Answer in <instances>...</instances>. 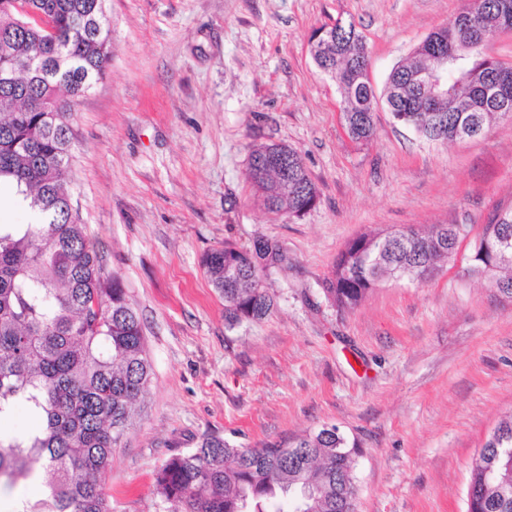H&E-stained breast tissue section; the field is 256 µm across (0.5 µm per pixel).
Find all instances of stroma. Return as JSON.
<instances>
[{"label": "stroma", "instance_id": "stroma-1", "mask_svg": "<svg viewBox=\"0 0 512 512\" xmlns=\"http://www.w3.org/2000/svg\"><path fill=\"white\" fill-rule=\"evenodd\" d=\"M467 0H107L108 73L72 119L69 185L107 272L143 323L154 375L103 478L112 512H167L155 477L205 434L251 448L326 424L357 441V512H466L469 465L512 413V302L466 275L470 245L432 279L385 280L338 310L323 281L363 233L481 226L512 201V120L435 145L385 102L351 142L309 41L354 22L375 90ZM302 155L306 215L262 209L253 147ZM259 235L286 244L276 306L228 325L201 264Z\"/></svg>", "mask_w": 512, "mask_h": 512}]
</instances>
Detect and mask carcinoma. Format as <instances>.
Here are the masks:
<instances>
[{"label": "carcinoma", "instance_id": "1", "mask_svg": "<svg viewBox=\"0 0 512 512\" xmlns=\"http://www.w3.org/2000/svg\"><path fill=\"white\" fill-rule=\"evenodd\" d=\"M0 0V184L17 205L35 213V224H0V418L26 407L35 427L0 433V484L34 478L38 493L21 512H112L102 478L133 424L136 405L153 373L141 318L118 277L104 272L67 184L77 98L103 78L112 60V25L106 0H29L63 31L55 45ZM512 15V0H469L390 72L385 89L400 92L395 121L444 145L459 140L468 122L487 130L503 113L486 102L483 87L505 63L482 55L480 37ZM315 64L336 81L342 110L351 114L355 139L375 136L374 88L355 81L370 66V52L354 23L321 26ZM448 51L458 62L441 64ZM435 70L453 91L440 122L419 111L414 75ZM248 176L257 203L275 214L300 218L312 210L318 190L301 154L283 143L253 148ZM512 241V210L493 206L475 241L470 274L489 281L512 300V262L498 257L499 242ZM448 225L422 234L411 228L361 234L341 250L323 282L337 309L356 308L386 278L418 281L453 260ZM202 265L224 298L233 325L260 321L273 309L272 275L288 268V248L265 236L250 246L230 243L207 252ZM497 429L508 439L486 443L472 459L467 512H512V417ZM342 440L321 431L293 435L259 448H236L205 435L195 447L161 466L157 493L168 512H267L292 490L311 484V498L291 501L290 512H356L353 455H338ZM303 448L292 456L287 449Z\"/></svg>", "mask_w": 512, "mask_h": 512}]
</instances>
